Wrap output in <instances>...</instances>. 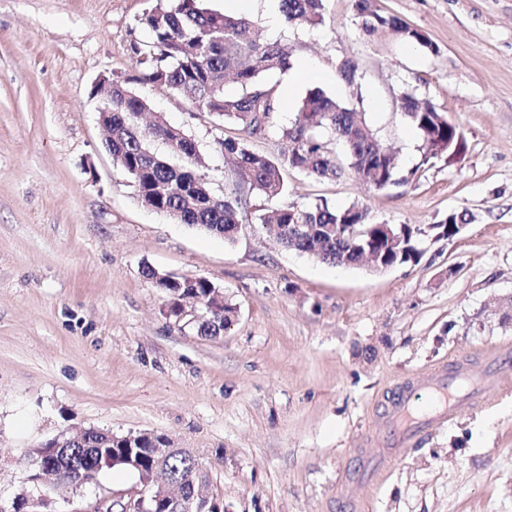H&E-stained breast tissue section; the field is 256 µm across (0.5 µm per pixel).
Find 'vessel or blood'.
<instances>
[{
	"label": "vessel or blood",
	"mask_w": 512,
	"mask_h": 512,
	"mask_svg": "<svg viewBox=\"0 0 512 512\" xmlns=\"http://www.w3.org/2000/svg\"><path fill=\"white\" fill-rule=\"evenodd\" d=\"M486 384V379L473 378L467 372L441 368L417 384L401 388L382 424L385 448L367 467V474L383 469L392 455L412 446L427 429L453 420L463 408L482 406ZM422 395L427 398L423 405L418 402Z\"/></svg>",
	"instance_id": "1"
}]
</instances>
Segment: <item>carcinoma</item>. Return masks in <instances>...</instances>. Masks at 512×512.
Here are the masks:
<instances>
[{"mask_svg": "<svg viewBox=\"0 0 512 512\" xmlns=\"http://www.w3.org/2000/svg\"><path fill=\"white\" fill-rule=\"evenodd\" d=\"M353 8L365 35L374 37L388 30L403 41L434 51L429 38L398 16L383 11L377 0H353ZM280 9L291 25L316 26L324 20L323 0H280ZM139 23L151 33L150 41L130 45L143 80L183 96L198 110L244 131L258 129L260 122L276 112V88L265 81V75L288 69L291 49L280 42L260 39L249 19L213 12L203 6L202 0H167L143 13ZM228 72L235 75L242 89L235 97L224 94L223 79ZM399 101L401 111L420 136L421 164L434 159L448 145V139L462 136L458 127L448 128V116L431 103L409 92L402 93ZM150 111L148 100L121 81H112V139L107 141V148L112 150L113 162L131 178L140 200L158 212L174 215L178 222L198 226L225 240L232 239L230 230L238 223V211L247 203L242 188L274 199L286 192V169L326 179L343 173L322 141L325 131L344 145L351 171L375 189L384 190L397 179L408 181L401 175L395 151L378 140L362 113L314 88L301 100L292 126L282 129L285 147L278 157L254 153L235 137L219 142L241 178V186L219 202L199 173L203 157L193 139L183 135L176 141L170 129L159 123L143 130L135 127L138 113ZM154 139L170 142L171 151L182 157L179 165L151 152L149 142ZM262 223L309 224L318 238L297 240L292 249L323 263L354 265L358 256L347 233L326 236L324 228L328 224H368L370 219L368 210L358 203L337 207L321 199L302 209L286 206L273 210L262 218ZM159 288L166 294L170 313L176 317L184 298L199 296L206 300L215 292L213 283L201 277L161 280ZM236 313V306L226 300L222 312L212 313L196 325L197 332L219 336L230 327ZM125 446L138 457L141 471L153 468V441L136 438L127 444L114 443L101 433L87 431L72 444L68 454L60 455L54 463L57 478L50 489H64L74 477L91 484L108 470H133L123 459ZM166 466L178 480L207 478L201 462L187 452L172 454Z\"/></svg>", "mask_w": 512, "mask_h": 512, "instance_id": "obj_1", "label": "carcinoma"}]
</instances>
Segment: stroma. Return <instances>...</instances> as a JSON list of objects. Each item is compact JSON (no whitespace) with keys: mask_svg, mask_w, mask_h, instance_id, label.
I'll use <instances>...</instances> for the list:
<instances>
[{"mask_svg":"<svg viewBox=\"0 0 512 512\" xmlns=\"http://www.w3.org/2000/svg\"><path fill=\"white\" fill-rule=\"evenodd\" d=\"M156 0H0V506L28 489L29 448L86 428L154 432L203 463L229 512H512V369L485 405L428 430L376 480L344 484L382 446L372 433L402 378L512 345V0H379L425 33L430 53L366 37L353 0H324L314 27L246 10L263 39L292 49L270 75L281 102L257 134L219 123L142 81L130 51ZM358 66L342 81V60ZM312 62L315 75L296 73ZM119 79L198 145L216 195L238 177L217 147L239 136L277 156L308 90L364 114L407 184L385 190L352 171L289 170L287 193L248 197L232 242L146 207L113 163L92 89ZM431 102L463 133L454 161L422 164L402 92ZM327 200L362 204L376 224L471 221L429 240L417 263L384 272L336 266L283 247L259 217ZM204 277L236 305L217 337L170 316L144 267ZM137 475L105 472L55 498L84 512L129 496Z\"/></svg>","mask_w":512,"mask_h":512,"instance_id":"stroma-1","label":"stroma"}]
</instances>
